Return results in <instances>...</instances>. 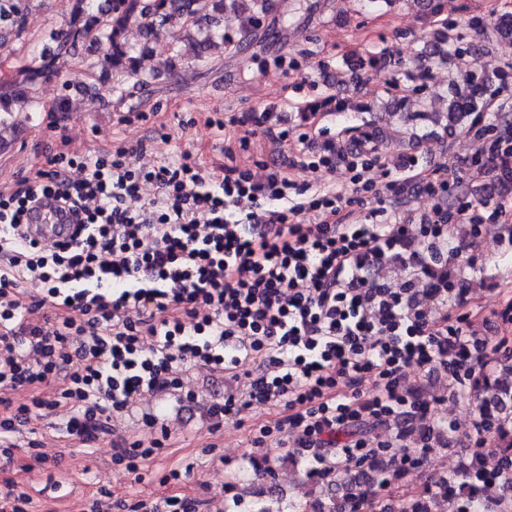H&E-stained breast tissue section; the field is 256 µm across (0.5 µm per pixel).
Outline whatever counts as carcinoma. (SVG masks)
I'll return each mask as SVG.
<instances>
[{"mask_svg":"<svg viewBox=\"0 0 512 512\" xmlns=\"http://www.w3.org/2000/svg\"><path fill=\"white\" fill-rule=\"evenodd\" d=\"M42 0H0V42L19 40L26 33L27 18ZM275 7L274 0H71L69 17L49 34L50 44L20 62L6 86L0 88V147L17 131L12 120L17 105L36 103L39 86L54 75L60 65L76 51L84 48L97 54L93 63L100 78L110 79L115 73L138 77L143 85L155 81L160 72L142 71L141 60L153 51L159 39L188 45L194 66L206 67L217 44L236 55L244 50V40L265 35L264 24ZM240 17V32L224 31V14ZM137 23L143 38L132 45L127 39L129 27ZM448 33L443 31L426 45L430 59L448 60ZM469 53L474 57L465 71L466 90L448 107L447 120L462 125L475 112L484 109L499 89L504 76L495 68L480 64L483 48L475 45ZM478 421L497 440L495 454L498 465L485 467L481 449L473 451L472 462L458 470L448 483L434 485L427 495L404 497L398 512H435L439 505L452 501V512H505L512 503V363L498 362L478 384ZM364 488L347 499L344 508L361 498L390 487L401 477V470L389 448H367L354 466L342 465L333 477L336 482L353 484L355 477ZM498 489L494 497L489 488Z\"/></svg>","mask_w":512,"mask_h":512,"instance_id":"1","label":"carcinoma"}]
</instances>
